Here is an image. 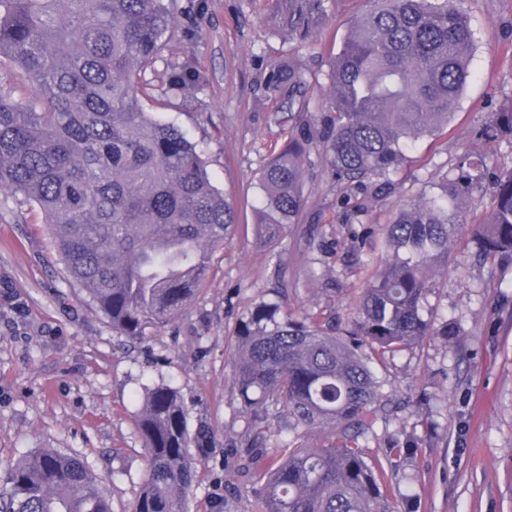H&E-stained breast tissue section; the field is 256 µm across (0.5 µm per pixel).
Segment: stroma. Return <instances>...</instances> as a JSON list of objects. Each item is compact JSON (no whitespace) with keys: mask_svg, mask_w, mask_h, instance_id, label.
Masks as SVG:
<instances>
[{"mask_svg":"<svg viewBox=\"0 0 512 512\" xmlns=\"http://www.w3.org/2000/svg\"><path fill=\"white\" fill-rule=\"evenodd\" d=\"M179 36L148 76L166 86L170 66L197 89L145 108L186 131L237 222L201 291L156 336L131 344L87 301L60 262L43 214L0 188V476L21 456L62 448L88 461L112 512H132L147 453L134 419L144 386L178 390L192 443L189 512H256L263 483L243 464L255 426L236 385L233 331L255 303L283 299L291 314L346 318L381 258L382 231L406 204L438 191L462 159L512 169V141L483 136L493 113L512 112V0H465L476 48L472 77L439 135L420 139L405 166L369 186L340 184L323 146L310 152L299 223L260 238L259 178L296 131L288 94L266 88L274 67L300 69L316 125L327 123L329 64L365 0H331L307 40L285 36L274 0H178ZM423 316L452 322L433 336L378 356L381 408L359 437L387 486L391 512H512V259H477L467 234L433 263ZM268 448H321L337 432L289 426L271 411ZM413 441L410 455L393 448Z\"/></svg>","mask_w":512,"mask_h":512,"instance_id":"stroma-1","label":"stroma"}]
</instances>
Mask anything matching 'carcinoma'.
I'll use <instances>...</instances> for the list:
<instances>
[{
	"label": "carcinoma",
	"instance_id": "cac0c4a2",
	"mask_svg": "<svg viewBox=\"0 0 512 512\" xmlns=\"http://www.w3.org/2000/svg\"><path fill=\"white\" fill-rule=\"evenodd\" d=\"M281 29L311 37L330 0H275ZM329 70L330 123L318 132L298 100L291 65L269 85L288 87L297 134L261 176V235L299 223L301 182L315 142L340 183L387 178L414 142L433 136L470 78L475 37L464 0H369ZM174 0H0V65L34 95L0 86V187L41 210L59 259L112 330L131 342L154 336L194 298L236 215L206 163L175 124L145 111V74L175 29ZM486 134L512 139V112H495ZM472 161L440 190L413 201L383 230L384 265L360 292L350 328L320 314L294 317L261 301L235 327L236 384L244 410L341 434L324 448H290L261 478L258 512H385L359 434L377 418L380 385L365 353L453 336L422 315L427 268L459 231L485 258L512 256V170L499 175L487 219H460L467 194L486 181ZM136 428L147 465L133 512H187L192 482L185 411L174 388H145ZM0 512H112L87 462L43 448L0 478Z\"/></svg>",
	"mask_w": 512,
	"mask_h": 512
}]
</instances>
